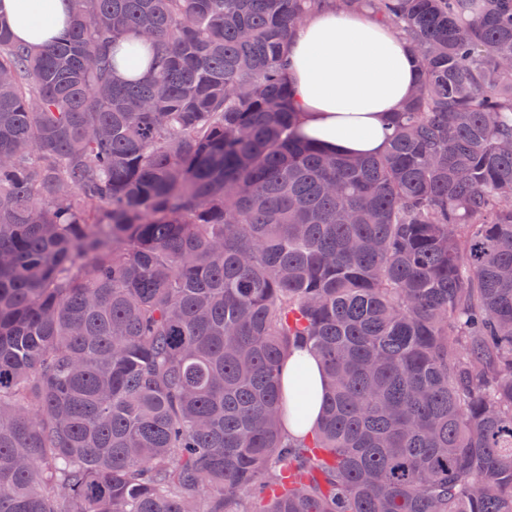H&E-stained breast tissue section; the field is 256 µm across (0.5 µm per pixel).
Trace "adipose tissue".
Returning <instances> with one entry per match:
<instances>
[{
  "label": "adipose tissue",
  "mask_w": 512,
  "mask_h": 512,
  "mask_svg": "<svg viewBox=\"0 0 512 512\" xmlns=\"http://www.w3.org/2000/svg\"><path fill=\"white\" fill-rule=\"evenodd\" d=\"M40 0H0V21L16 36L44 45L68 28L67 0H47L42 27H31L28 15ZM288 82L298 112L297 132L330 153L353 157L379 155L386 149L387 124L417 84L419 71L410 42L373 14L322 10L300 24L289 46ZM304 365L312 393L309 418L288 423L296 436L311 433L324 395L321 365L312 354L296 351L286 370Z\"/></svg>",
  "instance_id": "obj_1"
}]
</instances>
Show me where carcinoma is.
<instances>
[{
    "instance_id": "1",
    "label": "carcinoma",
    "mask_w": 512,
    "mask_h": 512,
    "mask_svg": "<svg viewBox=\"0 0 512 512\" xmlns=\"http://www.w3.org/2000/svg\"><path fill=\"white\" fill-rule=\"evenodd\" d=\"M72 2L0 22V512H512V0ZM328 8L417 55L381 155L296 133ZM40 2H49V13L41 28L27 23L28 15ZM72 13L65 0H1L0 21L8 24L16 36L34 46L44 45L68 28ZM297 364H303L307 371L308 387L312 393L311 413L304 424L296 425L295 423L288 421L286 427L287 430L293 435L303 436L312 432V427L315 425L317 419L319 418L321 412V402L324 395V382L321 365L318 359L310 353L295 351L285 363L283 381L287 394L288 390L290 393L291 373Z\"/></svg>"
}]
</instances>
